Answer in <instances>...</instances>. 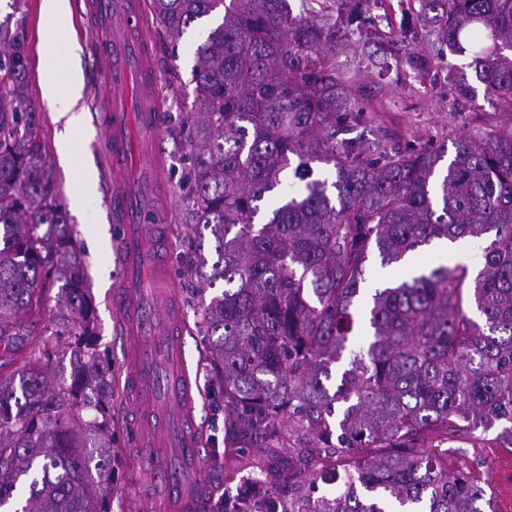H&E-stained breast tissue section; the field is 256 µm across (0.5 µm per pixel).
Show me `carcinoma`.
<instances>
[{"instance_id":"1","label":"carcinoma","mask_w":512,"mask_h":512,"mask_svg":"<svg viewBox=\"0 0 512 512\" xmlns=\"http://www.w3.org/2000/svg\"><path fill=\"white\" fill-rule=\"evenodd\" d=\"M301 3L311 17L293 15L288 0H150L175 46L193 24L210 22L192 68L186 218L200 240L210 232L216 256L211 263L199 248L191 272L207 288L224 282L203 314L224 385V430L236 453L282 448L286 415L334 462L321 496L293 498L295 479L310 473L306 450L295 473L273 469L274 481L241 488L236 512H278L285 495L288 512H496L471 473L448 469V450L423 443L512 420V125L412 144L370 124L350 64L320 50L349 47L336 23L348 28L393 4ZM399 5L439 54L470 53L486 97L512 108V0ZM26 44L23 25L0 21V369H21L19 388L0 385V508L16 501L26 476L29 497L13 512H110L112 449H100L103 483L94 486L78 433L60 424L78 406L106 413L108 372L92 343L80 342L78 379L57 390L27 356L49 281H65L50 335L94 332L84 271L47 174ZM368 62L389 91L388 59ZM362 125L368 133H356ZM294 157L297 184L284 175ZM316 162L332 166L335 181L313 177ZM278 188L268 219L256 222L259 202ZM435 239L478 245L471 300L481 321L462 307L463 264L424 268L362 297L370 249L380 267L403 268Z\"/></svg>"}]
</instances>
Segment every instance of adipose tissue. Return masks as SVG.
<instances>
[{
    "label": "adipose tissue",
    "mask_w": 512,
    "mask_h": 512,
    "mask_svg": "<svg viewBox=\"0 0 512 512\" xmlns=\"http://www.w3.org/2000/svg\"><path fill=\"white\" fill-rule=\"evenodd\" d=\"M68 10V0H42L43 39L49 60H56L71 52L64 28ZM82 89V76L69 68L55 72L43 86L44 99L53 106L63 124V135L57 144L58 153L71 164L77 159L75 134L84 124V112L79 106Z\"/></svg>",
    "instance_id": "obj_1"
}]
</instances>
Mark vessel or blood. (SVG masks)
<instances>
[{
    "label": "vessel or blood",
    "instance_id": "1",
    "mask_svg": "<svg viewBox=\"0 0 512 512\" xmlns=\"http://www.w3.org/2000/svg\"><path fill=\"white\" fill-rule=\"evenodd\" d=\"M88 17L103 39L91 55L104 75L102 109L108 115L103 145L112 157V220L123 232L116 259L124 272L113 297L120 320L129 373L127 406L143 453L174 448L179 460L154 476L177 502L179 512H208L205 492L189 493V482L204 484L203 448L195 423V389L184 352L181 319L165 301L146 302L144 282L172 290L173 283L149 250L159 235L153 183L162 167L159 142L163 113L158 71L140 0H86Z\"/></svg>",
    "mask_w": 512,
    "mask_h": 512
}]
</instances>
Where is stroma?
Returning a JSON list of instances; mask_svg holds the SVG:
<instances>
[{
    "mask_svg": "<svg viewBox=\"0 0 512 512\" xmlns=\"http://www.w3.org/2000/svg\"><path fill=\"white\" fill-rule=\"evenodd\" d=\"M84 0H69L66 27L72 43L73 64L81 69L84 79L82 102L85 108L84 126L77 134L79 159L77 166L62 163L57 152V139L62 129L54 110L44 101L42 86L48 77L43 42L42 0H0V20L14 15L27 31L29 56V92L36 106L38 130L49 162L58 203L67 210L68 226L73 233L77 257L81 263L94 308L93 343L97 361L107 368L112 379V397L106 433L93 428L99 420L98 411L91 407L77 409V420L86 422L82 442L93 448L104 441L112 443V495L110 512H167L157 490L140 483L142 473L149 468V459L134 444V436L126 413V359L120 339V326L112 298L123 273L116 261L117 242L121 227L112 221L109 204L112 181L111 159L102 147L103 114L100 89L103 78L90 64L86 48L93 39L82 12ZM153 40L154 55L162 82L159 94L165 113V127L160 143L163 157L162 189L158 206L167 216L158 237V251L166 262L176 286L181 315L185 321L186 358L197 385L196 420L203 436L208 461L220 464L224 477L213 497L211 512H222L224 498L236 495L245 478L260 477V449L235 455L224 436V389L212 374L204 334L202 297H213L215 289H201L200 280L187 272V266L197 249L198 237L185 219V183L190 167L192 147V103L194 85L191 70L194 50L207 31L206 26L188 29L179 43H171L153 15L145 17ZM401 13L393 11L386 33L397 60L389 80L392 91L380 107L378 115L391 128L404 134L406 140L439 141L448 135L484 134L492 126L512 123V110L491 103L484 87L475 77H468L465 88L448 86V72H466L469 55L437 56L430 39L405 42L400 27ZM420 56L428 60L431 71L412 69L407 59ZM178 70L183 80V92L173 95L167 84L170 70ZM92 182L97 191L93 216L72 210L69 195L82 182ZM33 360L44 363L48 374L57 384L73 382L74 348L69 338L59 342L32 339L29 349ZM512 429V421L501 420L494 428L476 437L458 436L448 439L452 452L449 469L471 471L480 485L494 495L497 512H512V441L504 431Z\"/></svg>",
    "mask_w": 512,
    "mask_h": 512,
    "instance_id": "obj_1",
    "label": "stroma"
}]
</instances>
